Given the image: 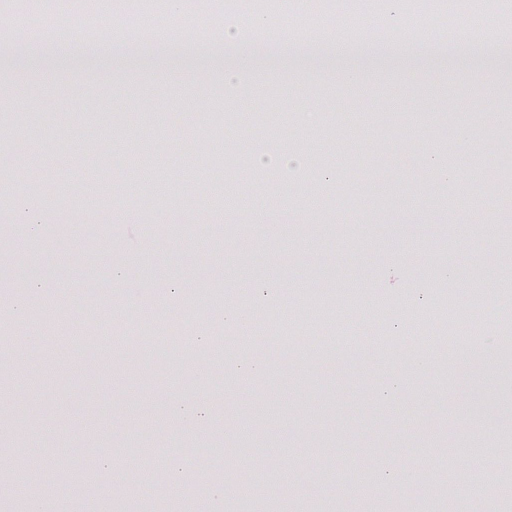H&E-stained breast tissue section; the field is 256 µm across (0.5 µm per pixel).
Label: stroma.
Masks as SVG:
<instances>
[{
  "instance_id": "obj_1",
  "label": "stroma",
  "mask_w": 512,
  "mask_h": 512,
  "mask_svg": "<svg viewBox=\"0 0 512 512\" xmlns=\"http://www.w3.org/2000/svg\"><path fill=\"white\" fill-rule=\"evenodd\" d=\"M15 20L0 8V512H512L488 496L512 460V49L394 4L344 37L226 15L137 53L118 16L62 44ZM227 28L260 61L234 88ZM271 143L305 166L210 165ZM450 295L471 319L452 352L454 323L419 321Z\"/></svg>"
}]
</instances>
